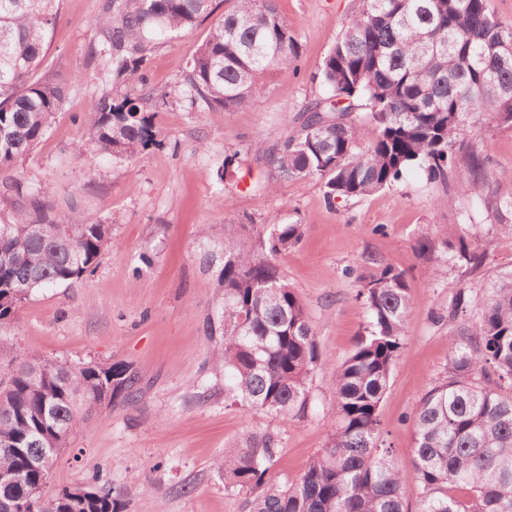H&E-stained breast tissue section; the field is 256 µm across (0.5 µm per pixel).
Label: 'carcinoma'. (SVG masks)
Returning <instances> with one entry per match:
<instances>
[{"label": "carcinoma", "mask_w": 512, "mask_h": 512, "mask_svg": "<svg viewBox=\"0 0 512 512\" xmlns=\"http://www.w3.org/2000/svg\"><path fill=\"white\" fill-rule=\"evenodd\" d=\"M491 0H361L320 66L325 96L308 104L300 130L256 147L275 181L319 178L324 198H362L416 167L427 180L453 178L480 201L489 224L512 231V187L493 184L484 157L461 139L466 129H512V26ZM60 0H0V169L43 137L67 94V82L34 78ZM216 0H106L95 21L92 57L104 65L103 93L85 115L102 154L135 160L155 143L145 99L124 92L143 79L147 51L211 18L192 56L181 95L189 109L220 118L252 106L265 75L296 62L302 47L275 0H236L219 16ZM23 202L0 207V325L37 290L82 278L110 241V225L63 221L30 188ZM299 224H277L254 250L224 240L218 287L224 289L221 336L213 359L224 369V404L283 419L311 407L310 382L328 355L307 307L280 272L298 248ZM443 249L451 266L477 269L486 253L448 233L425 236L416 251ZM369 320L336 372V428L303 473L279 483L270 471L282 452L278 434L252 428L224 451V485L247 495L248 512H408L393 450L383 447L379 406L405 341L413 301L407 273L386 265L357 276ZM41 378L38 386L31 375ZM512 268L488 279L482 305L450 345L445 376L411 415L410 448L422 488L418 512H512ZM127 362L32 359L0 378V512L47 485L55 453L99 402L138 398ZM38 512H113L108 493L71 499L60 491Z\"/></svg>", "instance_id": "obj_1"}]
</instances>
